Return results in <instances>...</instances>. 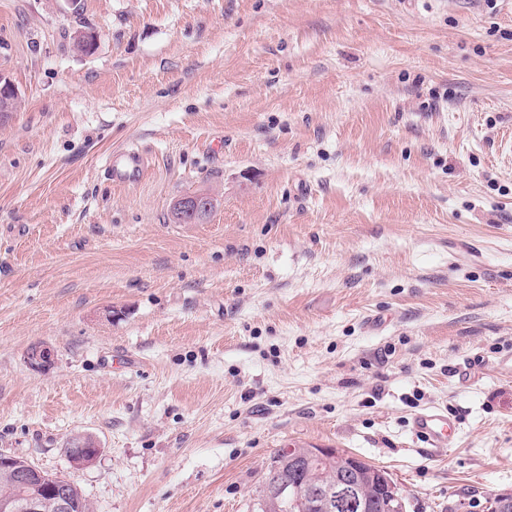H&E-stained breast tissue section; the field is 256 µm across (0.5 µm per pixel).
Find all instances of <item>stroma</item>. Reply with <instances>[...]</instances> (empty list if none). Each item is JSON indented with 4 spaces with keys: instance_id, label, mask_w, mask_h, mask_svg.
<instances>
[{
    "instance_id": "35a3bbf8",
    "label": "stroma",
    "mask_w": 512,
    "mask_h": 512,
    "mask_svg": "<svg viewBox=\"0 0 512 512\" xmlns=\"http://www.w3.org/2000/svg\"><path fill=\"white\" fill-rule=\"evenodd\" d=\"M0 73V452L92 512H257L299 446L512 494V0H0ZM173 205L182 223L193 222L213 211L216 196L210 192H194L177 199ZM412 432L416 438L423 440L429 453L444 452L453 448L456 440V425L448 413L439 410L417 412L412 417Z\"/></svg>"
}]
</instances>
